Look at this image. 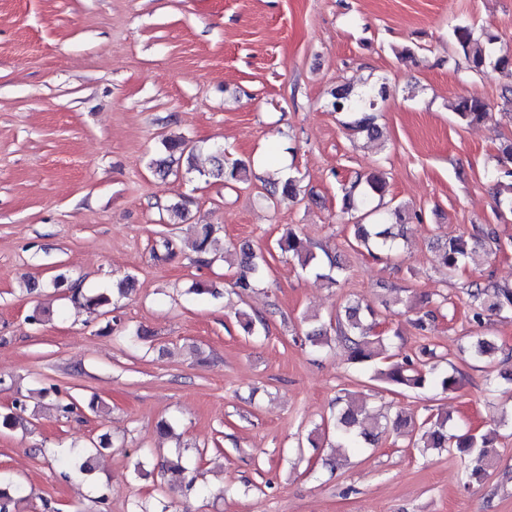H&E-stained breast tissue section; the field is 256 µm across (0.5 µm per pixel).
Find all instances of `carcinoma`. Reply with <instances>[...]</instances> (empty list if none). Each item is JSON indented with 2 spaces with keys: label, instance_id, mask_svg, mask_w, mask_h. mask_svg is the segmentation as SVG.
I'll list each match as a JSON object with an SVG mask.
<instances>
[{
  "label": "carcinoma",
  "instance_id": "carcinoma-1",
  "mask_svg": "<svg viewBox=\"0 0 512 512\" xmlns=\"http://www.w3.org/2000/svg\"><path fill=\"white\" fill-rule=\"evenodd\" d=\"M451 36L456 46L462 51L470 68L478 73L489 71L503 73L512 72V53L507 50L491 48L493 38L481 41L475 31L467 24H457L451 30ZM385 85L363 86L355 88L344 85L333 93L332 108L337 113L347 117L346 126L355 134L364 135L370 139L382 135L381 127L376 123L375 112L379 102L386 99ZM457 120L468 126L479 125L490 114V104L481 96L469 95L460 98L453 107ZM213 168L210 175L224 182H243L246 180L247 167L238 160H232L223 152H215ZM499 168L491 176L497 180L512 178V142L501 148L498 159ZM296 192V180L289 177L283 181L273 182L269 185L267 193L270 197L278 194L291 196ZM387 192V181L383 174L374 170L358 179L350 187L344 189L341 198V211L355 219L353 224L354 237L358 244L367 251L374 249L381 252H391L395 248L396 235L386 226L389 211L385 210L384 196ZM213 228H201L195 239L194 248L200 256V261H206V255L212 250ZM277 248L282 253H288L297 259L301 269L305 270L313 260L306 240L296 232L289 229L277 240ZM242 256L243 273L238 278L237 287L247 290L260 281L265 272L267 261L264 257L256 256L248 246L240 249ZM473 248L461 236L448 238L439 245L440 264L450 273L464 267L471 258ZM470 307L473 316L481 319L486 313L501 315L512 313V289L501 288L493 283L477 285L468 291ZM73 298L82 302V305L91 310H98L109 304V298L104 294L87 295L77 289ZM361 307L353 302L345 306L344 315L337 317L336 332L338 339L348 344L353 362L373 371L372 378L384 381L401 390H418L432 384L444 393L454 392L458 389L459 379L453 372L438 370L432 365L424 371L408 362H394V339L383 333H372L375 323H364L360 316ZM242 329L247 335L259 339L265 323L259 316L243 315ZM305 339L315 348L323 349L328 345L327 328L313 326L305 333ZM470 351L477 359L492 358L499 351V347L492 341L481 336L476 337L470 344ZM345 401L333 422V436L336 447L349 448L355 453L364 451L367 444L379 438L388 431L389 427L398 428L407 423V419L398 415L391 420L368 408L359 401L338 397L336 401ZM25 407L21 400L15 401L13 409L0 413V429H11L16 425L19 413ZM451 421L448 411L440 409L437 413L428 415L420 424L422 431L420 442L417 443L419 451L425 453L429 450L440 451L445 448H454L459 454L470 461V478L480 482L484 479L486 469L493 463L490 449L491 438L487 435H477L470 431L463 434L450 432ZM107 436L100 437L99 442L89 446L69 449L64 457L67 469L87 474L94 470L95 461L102 451L108 449ZM157 468L164 483L170 490L187 498L199 491L197 477L186 466L181 456L167 458L157 464ZM25 498V490L9 474L0 473V512H14L18 501ZM172 501L158 499L149 502L140 498L132 500L128 512H171Z\"/></svg>",
  "mask_w": 512,
  "mask_h": 512
}]
</instances>
